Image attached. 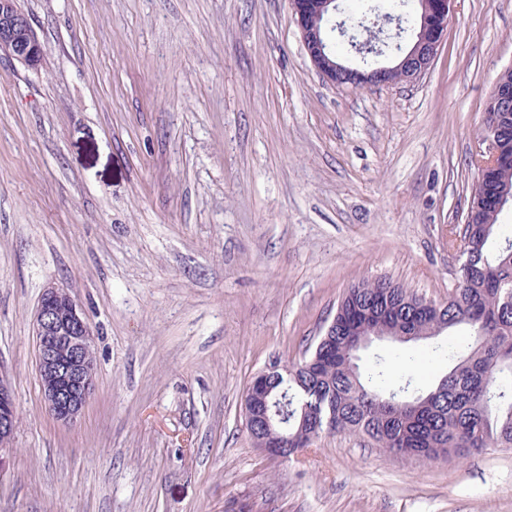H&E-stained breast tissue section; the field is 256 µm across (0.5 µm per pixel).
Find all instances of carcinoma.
<instances>
[{
    "instance_id": "cac0c4a2",
    "label": "carcinoma",
    "mask_w": 512,
    "mask_h": 512,
    "mask_svg": "<svg viewBox=\"0 0 512 512\" xmlns=\"http://www.w3.org/2000/svg\"><path fill=\"white\" fill-rule=\"evenodd\" d=\"M328 46L343 61L336 27L321 20ZM512 194V166L491 174L465 229L448 232L462 251L458 281L445 302L428 301L387 280L347 290L336 324L298 364H282L273 380L284 454L291 458L325 432L363 436L401 457L430 460L475 448H512V226L500 223V193ZM463 238H457L459 231ZM369 327L413 334L411 343L464 329L467 347H440L450 368L426 391L413 376L396 381L387 355L366 367L353 360L357 333Z\"/></svg>"
}]
</instances>
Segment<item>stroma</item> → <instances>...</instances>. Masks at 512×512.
I'll return each instance as SVG.
<instances>
[{"label":"stroma","instance_id":"stroma-1","mask_svg":"<svg viewBox=\"0 0 512 512\" xmlns=\"http://www.w3.org/2000/svg\"><path fill=\"white\" fill-rule=\"evenodd\" d=\"M38 68L0 60V375L18 428L0 512H512V448L405 459L325 433L256 448L244 393L301 361L347 289L446 301L512 0H456L420 79L327 83L288 0H19ZM93 332L77 422L41 399L33 319ZM419 385L447 360L400 349ZM420 368H412V360Z\"/></svg>","mask_w":512,"mask_h":512}]
</instances>
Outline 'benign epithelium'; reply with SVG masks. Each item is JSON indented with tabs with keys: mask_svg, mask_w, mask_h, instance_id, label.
<instances>
[{
	"mask_svg": "<svg viewBox=\"0 0 512 512\" xmlns=\"http://www.w3.org/2000/svg\"><path fill=\"white\" fill-rule=\"evenodd\" d=\"M455 0H438L437 5L423 13L420 28L411 32L413 46L395 66L383 65L369 70L338 67L326 52L319 20L336 12V0H289L304 49L319 75L334 86L354 88L367 85H394L414 82L432 67L444 36ZM36 68L42 61V48L29 16L17 0H0V57ZM490 99L497 111L512 112V80L509 70L501 72L494 83ZM487 148L475 154L476 180L501 164L503 159L497 125L480 135ZM37 347V369L43 402L48 412L64 424H73L93 394L96 363L92 347V331L82 309L68 289L50 286L44 289L34 316ZM267 371L258 373L247 387L244 408L246 416L260 413L263 421L274 420L270 408V392L262 379ZM17 428V412L13 392L0 377V447L6 446Z\"/></svg>",
	"mask_w": 512,
	"mask_h": 512,
	"instance_id": "obj_1",
	"label": "benign epithelium"
}]
</instances>
